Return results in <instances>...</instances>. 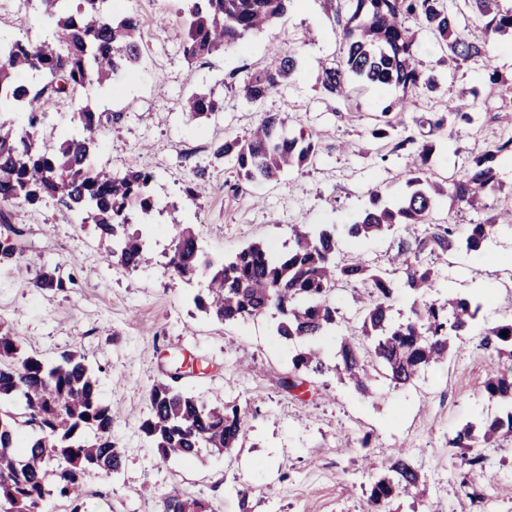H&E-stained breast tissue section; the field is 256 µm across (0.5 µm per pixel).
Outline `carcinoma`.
<instances>
[{
  "mask_svg": "<svg viewBox=\"0 0 512 512\" xmlns=\"http://www.w3.org/2000/svg\"><path fill=\"white\" fill-rule=\"evenodd\" d=\"M186 37L182 53L192 62L214 53L240 48L247 36L283 17L291 0H183ZM351 13L332 14L341 29L344 56L322 66L318 81L330 97H345L347 79L355 76L378 86L404 90L434 88L431 74L419 68L418 43L405 25L416 20L432 36L453 66L474 57L489 58L493 35L512 32V8L500 0H465L479 22L480 31L459 29L447 0H348ZM54 20L56 40H16L0 58V111L17 106L26 125L15 126L0 117V202L30 205L46 198L82 215L100 237L110 243L106 259H115L126 271L150 263V243L140 229L155 208L151 185L154 173L131 168L124 173L95 169L89 164L97 145L101 116L93 111L90 94L112 84L121 71L133 69L142 56L140 22L133 14L116 16L109 0H43ZM293 51L276 49L269 64L246 75L241 85L250 102L265 99L296 71ZM37 73L46 83L37 88L19 80ZM80 90L87 100L74 111L78 130L59 141H40L39 128L55 97ZM222 103L206 94H194L185 103L190 120L208 119ZM408 103L395 101L379 115L373 138L393 144L399 151L413 140L401 136L402 114ZM463 127L472 116L448 103L445 120ZM318 143L304 132L290 135L286 118L265 114L246 136L224 141L218 152L236 162L238 176L248 182H270L282 173L301 168L316 155ZM433 146L425 143L411 156L405 171L407 192L396 203L378 190L369 206L347 224H291L288 250L268 243H251L219 265L200 261L198 237L188 225L173 234L167 265L187 281L198 274L208 280V291L194 298L197 308L224 323H245L268 313L277 319L275 336L295 347L291 368L280 379L283 390L299 387L305 375L334 371L362 395L371 393L372 381L382 376L395 388L414 383L419 372L448 357L451 345L479 324L483 296L443 295L439 271L422 265L429 252L444 259L450 252L474 257L486 253L487 243L499 228L512 231V195L504 204L486 199L500 193L493 164L512 157V136L491 143L485 152L451 180L438 181L426 170ZM462 209L482 210L488 217L476 224H436L432 215L444 198ZM390 268L381 269L362 253L346 257L347 243L361 245L392 234ZM401 273L408 294L410 315L395 322L391 312L395 286L391 275ZM347 285L365 290L357 309L359 321L343 324L336 290ZM35 286L61 290L56 270L42 266ZM508 331V336L501 332ZM321 336L338 338L334 364L311 345ZM481 346L505 356L511 365L494 370L484 381V392L497 412L458 428L448 447L460 450V474L484 468L482 448L512 443V318L483 330ZM20 397L23 419L0 412V508L3 512H43L47 466L56 464L57 497L70 502V512H85L83 484L92 472L117 474L125 454L112 435V412L100 398L93 370L85 357L64 352L52 363L23 352L11 328L0 323V400ZM150 414L141 430L164 461L192 459L202 448L219 453L243 447L249 412L236 406H214L167 380L148 393ZM32 429L23 440L19 427ZM427 488L412 454L397 449L387 459L386 472L370 485L368 504L378 508L398 496L419 499ZM163 512H209L208 503L183 495L164 498Z\"/></svg>",
  "mask_w": 512,
  "mask_h": 512,
  "instance_id": "1",
  "label": "carcinoma"
}]
</instances>
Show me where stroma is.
I'll list each match as a JSON object with an SVG mask.
<instances>
[{
  "mask_svg": "<svg viewBox=\"0 0 512 512\" xmlns=\"http://www.w3.org/2000/svg\"><path fill=\"white\" fill-rule=\"evenodd\" d=\"M178 0H112L114 14L140 20L142 59L133 74L93 99L96 111L117 115L100 138L90 164L110 172L153 171V261L128 272L105 260L92 225L54 200L35 205L0 203V322L10 325L21 349L54 361L60 352L85 357L102 400L112 411V434L125 450L120 473L85 479L86 512H162L163 499L178 492L209 503L213 512H368L375 472L360 467L362 455L384 464L390 450L412 451L429 485L419 503L401 499L393 512H459L467 488L453 480L458 463L448 440L457 427L493 409L483 391L487 373L501 367L496 354L469 336L460 353L422 371L414 385L375 383L372 396L357 394L334 374L308 377L301 394L279 385L291 346L275 342L274 320L222 323L199 311L195 295L204 277L182 280L167 267L171 231L196 225L204 259L220 262L248 243L288 247L292 224H341L369 204L380 189L387 201L406 191V152H388L371 136L378 112L408 98V136L434 142L431 174L443 180L461 171L512 125L502 115L504 89L512 90V34L497 36L491 62L471 59L448 67L427 35L419 58L434 73L432 92L395 86L355 85L350 96H325L317 76L340 58L339 31L320 0H295L287 15L251 34L242 48L189 62ZM53 24L42 0H0V39L39 41ZM292 49L298 67L263 102H246L242 78L268 64L273 46ZM496 70L505 87L491 85ZM194 93L220 99L224 108L191 121L182 110ZM473 112L472 125L432 130L429 119L445 112L449 98ZM288 116V129L313 136L319 151L309 164L279 180L252 184L238 177L235 162L215 156L225 139L245 136L263 113ZM206 184L196 201L182 197L193 182ZM55 267L64 290L33 284L28 254ZM441 286L450 292L481 289L488 322L512 317V235L477 259L448 255L440 265ZM181 371L179 388L214 405H237L255 417L242 447L229 453L200 449L191 461H161L140 430L149 415L148 391L155 381ZM370 436L368 447L359 440ZM483 472L473 482L479 494L468 512H512V444L485 451ZM248 496H241V489Z\"/></svg>",
  "mask_w": 512,
  "mask_h": 512,
  "instance_id": "obj_1",
  "label": "stroma"
}]
</instances>
